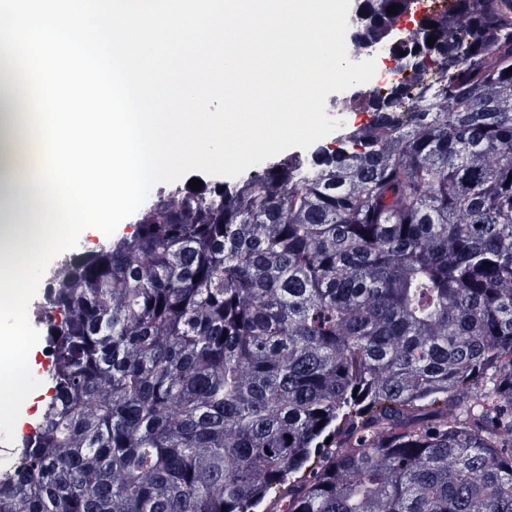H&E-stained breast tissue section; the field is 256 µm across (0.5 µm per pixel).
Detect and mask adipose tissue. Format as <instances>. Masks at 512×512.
Instances as JSON below:
<instances>
[{
	"label": "adipose tissue",
	"instance_id": "obj_1",
	"mask_svg": "<svg viewBox=\"0 0 512 512\" xmlns=\"http://www.w3.org/2000/svg\"><path fill=\"white\" fill-rule=\"evenodd\" d=\"M46 159L47 152L25 113L10 104L0 106V260L27 248L35 234L29 219L41 205L36 198L17 195L15 187L43 169Z\"/></svg>",
	"mask_w": 512,
	"mask_h": 512
}]
</instances>
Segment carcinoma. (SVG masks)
<instances>
[{
	"mask_svg": "<svg viewBox=\"0 0 512 512\" xmlns=\"http://www.w3.org/2000/svg\"><path fill=\"white\" fill-rule=\"evenodd\" d=\"M412 3L356 0L369 123L50 272L0 512H512V0ZM107 240L100 239L97 235H95L93 232L88 231L87 229L84 230L80 236L79 244L76 248L65 251L61 254H59L57 257L53 259V261L48 266L43 279L41 281V284L39 286V290L37 292V295L35 298L31 301L28 309V315L31 324L40 332V340L38 344L36 345V351L33 353L34 357L32 359V362L29 366L31 374L35 379H37L40 382V386L34 390L32 393H30L26 398L24 403L20 407V414L19 418L16 421L15 427H14V441L12 444L7 445L9 448L13 449L17 441L21 438L22 434L25 433L28 428L29 424L34 421L36 418L40 407L42 406L45 398L47 397L46 394V385L43 381L44 371L47 367V359L44 355L43 347H44V336L43 331L41 328V325L37 322L35 319V315L33 314V306L39 302L42 301L43 295L46 291L47 282H48V274L49 271L57 266L62 260H64L66 257H69L72 254L81 253L84 251H87V249H91L95 247L98 243L105 242ZM91 242H95L96 244H90Z\"/></svg>",
	"mask_w": 512,
	"mask_h": 512,
	"instance_id": "1",
	"label": "carcinoma"
}]
</instances>
